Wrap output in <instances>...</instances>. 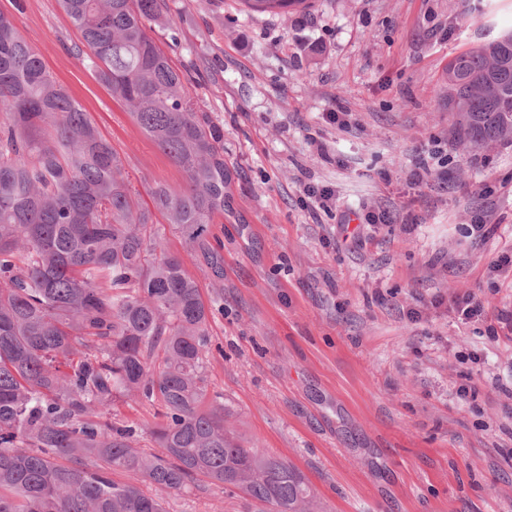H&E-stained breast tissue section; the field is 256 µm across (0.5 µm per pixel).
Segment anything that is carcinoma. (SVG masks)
Here are the masks:
<instances>
[{"instance_id":"cac0c4a2","label":"carcinoma","mask_w":512,"mask_h":512,"mask_svg":"<svg viewBox=\"0 0 512 512\" xmlns=\"http://www.w3.org/2000/svg\"><path fill=\"white\" fill-rule=\"evenodd\" d=\"M242 3L282 16L308 6ZM59 4L82 34L72 55L183 174L151 201L212 270L215 298L164 247L112 143L0 10V512H166L169 494L213 485L255 512H323L304 474L245 445L224 394L208 391L224 135L151 36L165 0ZM442 97L460 141L512 146V31L449 60ZM144 403L152 422L117 418Z\"/></svg>"}]
</instances>
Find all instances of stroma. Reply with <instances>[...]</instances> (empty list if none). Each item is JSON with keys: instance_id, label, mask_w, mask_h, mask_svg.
Returning a JSON list of instances; mask_svg holds the SVG:
<instances>
[{"instance_id": "obj_1", "label": "stroma", "mask_w": 512, "mask_h": 512, "mask_svg": "<svg viewBox=\"0 0 512 512\" xmlns=\"http://www.w3.org/2000/svg\"><path fill=\"white\" fill-rule=\"evenodd\" d=\"M166 18L152 36L224 134L208 376L237 431L300 469L325 512H512V327L497 320L512 277L489 272L512 251V146L460 144L441 96L451 57L512 27V0H311L285 18L167 0ZM16 23L133 189L180 183L71 54L81 36L57 0H27ZM307 184L335 209L312 208ZM468 295L486 321L453 312ZM464 373L475 399L455 396ZM167 501L246 510L215 486Z\"/></svg>"}]
</instances>
